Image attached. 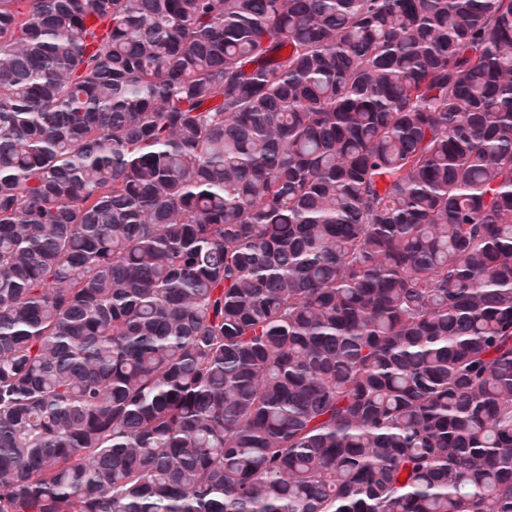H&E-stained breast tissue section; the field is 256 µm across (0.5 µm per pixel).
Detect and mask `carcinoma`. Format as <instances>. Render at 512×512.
Returning <instances> with one entry per match:
<instances>
[{"label": "carcinoma", "mask_w": 512, "mask_h": 512, "mask_svg": "<svg viewBox=\"0 0 512 512\" xmlns=\"http://www.w3.org/2000/svg\"><path fill=\"white\" fill-rule=\"evenodd\" d=\"M0 512H512V0H0Z\"/></svg>", "instance_id": "obj_1"}]
</instances>
